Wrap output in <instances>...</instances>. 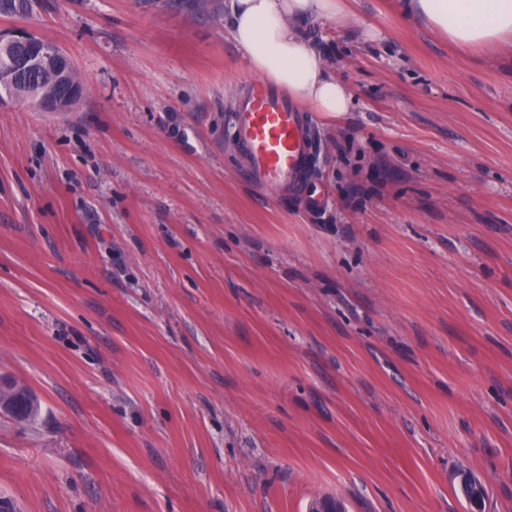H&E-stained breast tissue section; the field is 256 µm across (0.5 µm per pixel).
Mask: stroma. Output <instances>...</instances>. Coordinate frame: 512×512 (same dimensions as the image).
I'll list each match as a JSON object with an SVG mask.
<instances>
[{
  "label": "stroma",
  "mask_w": 512,
  "mask_h": 512,
  "mask_svg": "<svg viewBox=\"0 0 512 512\" xmlns=\"http://www.w3.org/2000/svg\"><path fill=\"white\" fill-rule=\"evenodd\" d=\"M305 22L355 96L249 183L224 0H37L67 112L0 100V493L22 512H512V50L396 0ZM20 394L22 399L17 402V395H11L6 392L2 394V391H0V402L3 399L8 403L13 404L11 409L4 410V412L21 421H27L28 423L36 422L41 415V401L26 386H23V391ZM454 479H459V482L463 485L466 484V496L471 505V511L482 512L484 511V490L480 480L472 477L469 474L456 473Z\"/></svg>",
  "instance_id": "obj_1"
}]
</instances>
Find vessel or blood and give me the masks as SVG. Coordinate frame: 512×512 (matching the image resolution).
<instances>
[{"instance_id": "vessel-or-blood-1", "label": "vessel or blood", "mask_w": 512, "mask_h": 512, "mask_svg": "<svg viewBox=\"0 0 512 512\" xmlns=\"http://www.w3.org/2000/svg\"><path fill=\"white\" fill-rule=\"evenodd\" d=\"M232 130L247 159L250 183L271 195L302 186L314 146L294 100L263 80H253L232 116Z\"/></svg>"}]
</instances>
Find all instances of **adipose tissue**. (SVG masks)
<instances>
[{"mask_svg":"<svg viewBox=\"0 0 512 512\" xmlns=\"http://www.w3.org/2000/svg\"><path fill=\"white\" fill-rule=\"evenodd\" d=\"M400 9L464 51L512 44V0H402ZM224 18L250 73L327 121L348 112L351 91L302 28L308 19L346 26L343 0H224Z\"/></svg>","mask_w":512,"mask_h":512,"instance_id":"ef3b65f1","label":"adipose tissue"}]
</instances>
